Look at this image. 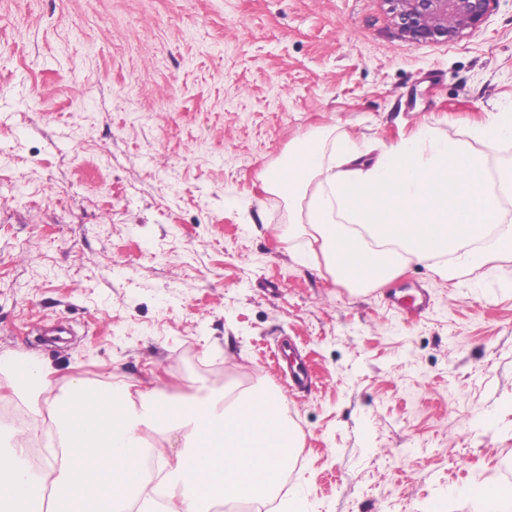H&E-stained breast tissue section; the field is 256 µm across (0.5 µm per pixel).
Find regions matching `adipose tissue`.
Segmentation results:
<instances>
[{
	"instance_id": "1",
	"label": "adipose tissue",
	"mask_w": 512,
	"mask_h": 512,
	"mask_svg": "<svg viewBox=\"0 0 512 512\" xmlns=\"http://www.w3.org/2000/svg\"><path fill=\"white\" fill-rule=\"evenodd\" d=\"M471 136L425 125L375 155L348 134L317 129L265 170L263 188L287 197L307 235L302 264L324 267L335 283L379 288L413 263L450 282L512 255V167L490 163L512 142V108L490 113ZM52 374L37 360L0 355V390L31 424L54 426L60 443L34 477L25 447L35 434L12 429L0 444V512H214L272 497L293 468L299 432L280 392L175 399L156 389L137 399L129 386L94 388L77 375L58 387ZM175 437L181 452L152 482L147 448Z\"/></svg>"
}]
</instances>
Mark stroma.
Instances as JSON below:
<instances>
[{
    "label": "stroma",
    "mask_w": 512,
    "mask_h": 512,
    "mask_svg": "<svg viewBox=\"0 0 512 512\" xmlns=\"http://www.w3.org/2000/svg\"><path fill=\"white\" fill-rule=\"evenodd\" d=\"M511 107L512 0L422 45L385 0H0V353L175 398L270 384L308 512H476L512 484V258L353 292L297 262L260 175L318 126L466 141ZM414 287L424 312L390 305ZM470 496L481 503L484 509L482 512H509L512 510L511 485H476L470 490Z\"/></svg>",
    "instance_id": "1"
}]
</instances>
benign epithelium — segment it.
Wrapping results in <instances>:
<instances>
[{
	"label": "benign epithelium",
	"mask_w": 512,
	"mask_h": 512,
	"mask_svg": "<svg viewBox=\"0 0 512 512\" xmlns=\"http://www.w3.org/2000/svg\"><path fill=\"white\" fill-rule=\"evenodd\" d=\"M402 37L411 43H449L487 20L490 0H387Z\"/></svg>",
	"instance_id": "7a95c632"
}]
</instances>
